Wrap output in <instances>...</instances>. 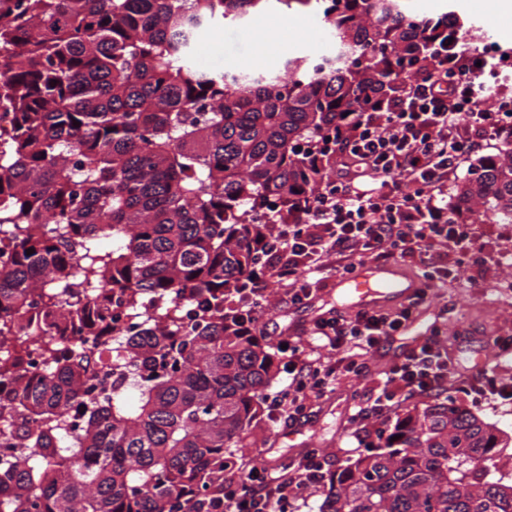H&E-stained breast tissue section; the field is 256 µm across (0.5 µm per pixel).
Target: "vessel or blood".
Listing matches in <instances>:
<instances>
[{
	"mask_svg": "<svg viewBox=\"0 0 512 512\" xmlns=\"http://www.w3.org/2000/svg\"><path fill=\"white\" fill-rule=\"evenodd\" d=\"M335 288L345 293L350 307L360 310L406 303L414 295L417 284L402 279L394 266L367 264L355 275L337 281Z\"/></svg>",
	"mask_w": 512,
	"mask_h": 512,
	"instance_id": "b4317fda",
	"label": "vessel or blood"
}]
</instances>
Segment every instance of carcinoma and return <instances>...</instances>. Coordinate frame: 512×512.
<instances>
[{"label":"carcinoma","instance_id":"carcinoma-1","mask_svg":"<svg viewBox=\"0 0 512 512\" xmlns=\"http://www.w3.org/2000/svg\"><path fill=\"white\" fill-rule=\"evenodd\" d=\"M408 2L0 0V512H207L222 495L277 373L224 327V296L255 276L258 211L297 218L331 168L302 145L458 21ZM311 3L327 61L231 78L192 61L218 21ZM470 220L512 224V135L454 185L448 223ZM57 330L116 347L63 350ZM498 447L470 412L427 406L338 468L319 512H512Z\"/></svg>","mask_w":512,"mask_h":512}]
</instances>
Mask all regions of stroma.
Listing matches in <instances>:
<instances>
[{"label":"stroma","instance_id":"35a3bbf8","mask_svg":"<svg viewBox=\"0 0 512 512\" xmlns=\"http://www.w3.org/2000/svg\"><path fill=\"white\" fill-rule=\"evenodd\" d=\"M499 4L500 0H412L413 8L424 15L454 12L463 25L462 36L474 46L481 43L479 31L485 28L486 17L499 16ZM332 50L333 42L322 16L307 7L289 18L271 10L246 24L222 25L205 31L198 39L195 58L202 68L216 74L229 70L279 71L286 56L312 57ZM470 230L480 253L461 265L449 247H436L434 258L447 267V278L435 288L429 304L403 335L393 337L367 356L365 375L342 377L329 397L308 401L306 416L296 425L294 436L285 435L270 415L258 418L238 451L248 466L262 468L271 459L291 461L302 449L318 448L325 454L326 471L331 472L364 453L363 442L347 422L353 394L374 396L383 366L401 358L419 335L428 334L433 328L445 336L456 361L453 376L445 392L411 398L405 402V409H421L449 397L493 426L500 439L512 444V400L476 402L462 386L468 376L485 370L512 381V363L500 361L489 347L490 337L512 326V268L499 258L501 252L512 250V231L503 224H474ZM291 283V278L286 277L267 284L272 302L261 312L267 343L276 345L280 333L289 332L291 325L301 324L305 327V353L326 357V349L310 335L309 329L323 312L345 304L346 298L334 291L333 280L328 277L307 304L293 306L284 300Z\"/></svg>","mask_w":512,"mask_h":512}]
</instances>
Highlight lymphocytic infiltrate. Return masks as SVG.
Returning a JSON list of instances; mask_svg holds the SVG:
<instances>
[{"mask_svg":"<svg viewBox=\"0 0 512 512\" xmlns=\"http://www.w3.org/2000/svg\"><path fill=\"white\" fill-rule=\"evenodd\" d=\"M512 67L498 48L469 46L462 39L440 42L412 75L377 105L368 106L341 131L330 151L342 170L313 193L304 223L289 226L280 240H267L274 256L270 278L293 276L288 302L315 293L324 257H338L337 277L366 263L395 264L406 257L424 265L415 296L394 311L361 310L316 320L314 331L329 352L309 359L297 342L287 344L288 388L263 397L270 415L286 425L303 418L306 402L334 390L342 374L366 371V356L416 318L431 288L444 278L430 268L429 252L439 240L454 243L461 258L475 250L465 225L448 221V178L485 136L512 130V89L499 90L497 106L475 105L476 87L487 69ZM305 278H296L297 268ZM454 361L438 333H430L387 369L376 398L356 404L350 418L358 429L383 421L403 399L445 389ZM325 477L321 453L308 451L280 472L253 468L224 476V494L212 512H288L290 500L317 488Z\"/></svg>","mask_w":512,"mask_h":512,"instance_id":"lymphocytic-infiltrate-1","label":"lymphocytic infiltrate"}]
</instances>
